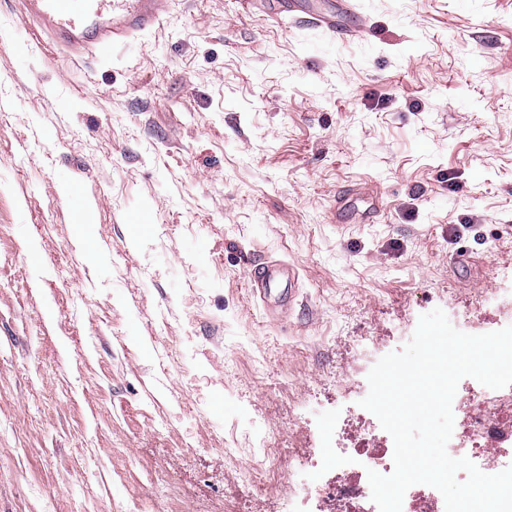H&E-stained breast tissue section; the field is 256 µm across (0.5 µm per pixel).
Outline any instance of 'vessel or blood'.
I'll return each mask as SVG.
<instances>
[{"label":"vessel or blood","instance_id":"obj_1","mask_svg":"<svg viewBox=\"0 0 512 512\" xmlns=\"http://www.w3.org/2000/svg\"><path fill=\"white\" fill-rule=\"evenodd\" d=\"M28 13L39 20L53 41L77 54L108 55L128 37L150 31L159 23L166 0H26ZM355 9L354 0H341L338 11L314 9L312 28L342 39L355 36L344 17ZM292 273L277 262L255 265L246 274L253 295L270 313L285 312L292 300L284 280Z\"/></svg>","mask_w":512,"mask_h":512}]
</instances>
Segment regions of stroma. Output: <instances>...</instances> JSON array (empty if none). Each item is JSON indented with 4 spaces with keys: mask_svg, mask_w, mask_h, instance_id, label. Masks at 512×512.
Segmentation results:
<instances>
[{
    "mask_svg": "<svg viewBox=\"0 0 512 512\" xmlns=\"http://www.w3.org/2000/svg\"><path fill=\"white\" fill-rule=\"evenodd\" d=\"M25 16L0 0V512H335L290 484L331 426L384 442L341 407L366 365L512 292V0H358L348 44L169 0L107 59ZM247 283L254 296H259L270 313H283L292 300L290 269L277 262L255 265L246 274ZM288 279V288H275Z\"/></svg>",
    "mask_w": 512,
    "mask_h": 512,
    "instance_id": "35a3bbf8",
    "label": "stroma"
}]
</instances>
